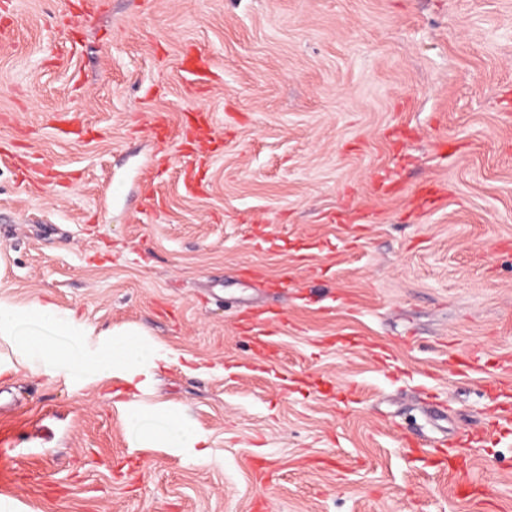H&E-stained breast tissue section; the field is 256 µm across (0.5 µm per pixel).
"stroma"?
Returning a JSON list of instances; mask_svg holds the SVG:
<instances>
[{"label":"stroma","mask_w":512,"mask_h":512,"mask_svg":"<svg viewBox=\"0 0 512 512\" xmlns=\"http://www.w3.org/2000/svg\"><path fill=\"white\" fill-rule=\"evenodd\" d=\"M101 3L0 13V302L189 357L144 399L183 410L208 455L140 447L111 381L26 367L0 336L18 462L0 512H481L403 439L478 428L486 387H512V0ZM198 110L217 148L190 191ZM247 306L287 319L262 343ZM470 465L512 512V433Z\"/></svg>","instance_id":"35a3bbf8"}]
</instances>
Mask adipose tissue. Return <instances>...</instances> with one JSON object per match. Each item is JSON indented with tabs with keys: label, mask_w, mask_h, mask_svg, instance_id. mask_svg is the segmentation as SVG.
<instances>
[{
	"label": "adipose tissue",
	"mask_w": 512,
	"mask_h": 512,
	"mask_svg": "<svg viewBox=\"0 0 512 512\" xmlns=\"http://www.w3.org/2000/svg\"><path fill=\"white\" fill-rule=\"evenodd\" d=\"M89 334V329L72 314L60 311L54 304L35 301L20 309L0 302V336L15 338L32 361L55 357L51 339L65 336L69 339L65 359L71 371L89 370L129 386L123 406L139 433L142 447L159 445L196 454L198 445L207 441L204 432L169 406L147 405L140 400L156 372L177 361V353L161 343L148 341L139 328L112 331L94 346L86 341Z\"/></svg>",
	"instance_id": "ef3b65f1"
}]
</instances>
